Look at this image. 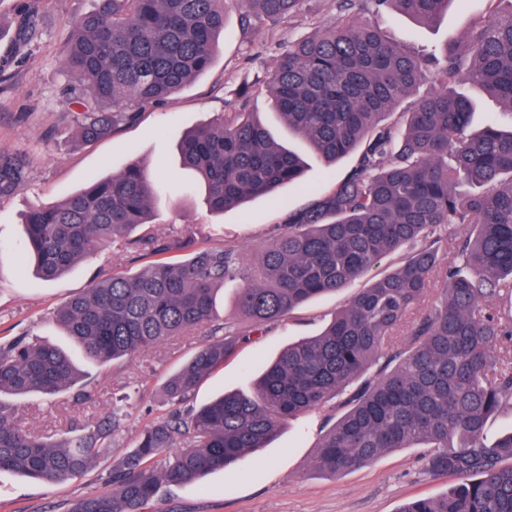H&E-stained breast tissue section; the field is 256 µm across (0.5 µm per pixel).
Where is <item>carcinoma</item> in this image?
I'll return each mask as SVG.
<instances>
[{
  "instance_id": "1",
  "label": "carcinoma",
  "mask_w": 512,
  "mask_h": 512,
  "mask_svg": "<svg viewBox=\"0 0 512 512\" xmlns=\"http://www.w3.org/2000/svg\"><path fill=\"white\" fill-rule=\"evenodd\" d=\"M464 0H340L330 30L288 46L269 92L288 128L329 165L354 164L333 185L286 209L283 228L261 264L244 275L230 242L200 246L195 233L145 231L127 245L154 260L135 276L94 279L61 305L55 322L100 364L133 360L177 336H211L167 379L171 409L146 425L112 465V490L91 493L73 512H143L164 484L191 483L262 448L292 417L336 400L344 412L325 432L317 467L332 475L370 465L396 448H428L427 471L452 476L438 498L397 512H512V431L493 442L489 421L512 410V129L489 117L469 132L474 105L456 86L497 99L512 115V0L496 4L465 41L411 52L359 20L364 6L434 24ZM299 0H95L76 19L63 50L73 87L71 123L97 140L136 123L212 64L226 14L240 11L242 33L255 22H285ZM435 90L414 103L401 126L391 111L416 87ZM237 107L179 143L183 168L205 184L222 212L298 180L305 167L248 111ZM18 151L0 150V199L27 183ZM159 185L140 165L95 179L61 202L22 217L27 250L42 277H60L106 243L149 224ZM469 224L456 264L443 266L448 227ZM172 252L187 258L173 263ZM400 254L397 266L359 291L316 336L288 344L252 392L224 393L189 411L181 404L200 381L302 304L334 293ZM240 334L213 324L218 293L237 279ZM438 300L423 305L431 291ZM77 390L92 403L70 357L32 334L0 343V393L57 396ZM122 401L106 420L62 440L26 432L0 404V472L53 485L86 472L124 420ZM178 448L170 455L167 450Z\"/></svg>"
}]
</instances>
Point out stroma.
Instances as JSON below:
<instances>
[{"instance_id": "35a3bbf8", "label": "stroma", "mask_w": 512, "mask_h": 512, "mask_svg": "<svg viewBox=\"0 0 512 512\" xmlns=\"http://www.w3.org/2000/svg\"><path fill=\"white\" fill-rule=\"evenodd\" d=\"M29 0H0V148L15 149L29 161L26 186L0 201V337L33 333L69 350L86 382L97 393L89 407L74 405L72 393L52 399L0 395L24 429L47 436L80 431L102 419L113 399L126 397V418L111 448L77 478L46 485L11 472H0V512H71L82 498L99 490L113 460L129 450L141 429L167 413L163 386L207 341L204 330L184 336L136 359L102 366L75 348L55 323L53 313L82 293L95 275H134L152 258L143 252L104 245L80 259L56 280H43L26 250L23 214L30 208L62 201L83 190L92 178L118 174L140 162L181 189L179 202L166 193L155 198L152 231L165 235L172 228L207 230L234 242L250 263L278 233L285 207L296 208L313 187H326L344 177L351 159L330 166L307 156L301 182L275 196L250 200L217 214L210 212L196 176L182 169L177 144L184 134L231 109L240 91L249 106L280 142L288 130L271 107L269 74L284 44L332 28L339 16V0H300L287 23L263 22L241 34L238 10H230L211 67L167 102L145 112L141 121L112 137L93 143L77 139L67 114L71 82L62 49L77 17L93 0H42L37 36L26 52L12 45ZM489 9L488 0H456L447 15L422 24L401 14L364 12L391 39L412 51L431 49L448 39H465L474 20ZM387 256L367 274L333 294L313 299L277 323L269 335L247 342L222 367L205 377L188 402L200 407L224 391H250L261 370L288 342L323 330L351 297L391 271ZM335 404L285 421L267 447L249 454L234 470L216 471L184 485L163 486L145 512H397L405 502L445 494L455 481L436 478L425 469L426 451L398 448L376 462L352 472L331 475L315 460L327 418Z\"/></svg>"}]
</instances>
